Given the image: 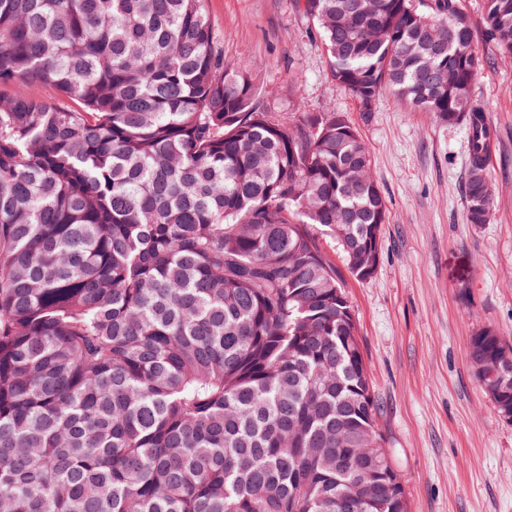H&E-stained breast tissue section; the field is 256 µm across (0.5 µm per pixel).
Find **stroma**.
<instances>
[{
  "label": "stroma",
  "instance_id": "stroma-1",
  "mask_svg": "<svg viewBox=\"0 0 512 512\" xmlns=\"http://www.w3.org/2000/svg\"><path fill=\"white\" fill-rule=\"evenodd\" d=\"M482 74L473 99L496 145L493 210L466 218L467 132L383 92L373 112L330 78L293 0H205L224 55L249 64L271 104L346 113L374 156L390 219L374 274H344L409 512H512V421L477 378L471 336L512 346V59L490 39L482 0H459Z\"/></svg>",
  "mask_w": 512,
  "mask_h": 512
}]
</instances>
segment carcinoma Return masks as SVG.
<instances>
[{
	"label": "carcinoma",
	"instance_id": "carcinoma-1",
	"mask_svg": "<svg viewBox=\"0 0 512 512\" xmlns=\"http://www.w3.org/2000/svg\"><path fill=\"white\" fill-rule=\"evenodd\" d=\"M295 7L358 111L388 89L466 127L487 223L458 0ZM483 9L512 55V0ZM2 85L0 512H408L321 243L366 279L389 220L347 116H277L203 0H0Z\"/></svg>",
	"mask_w": 512,
	"mask_h": 512
}]
</instances>
